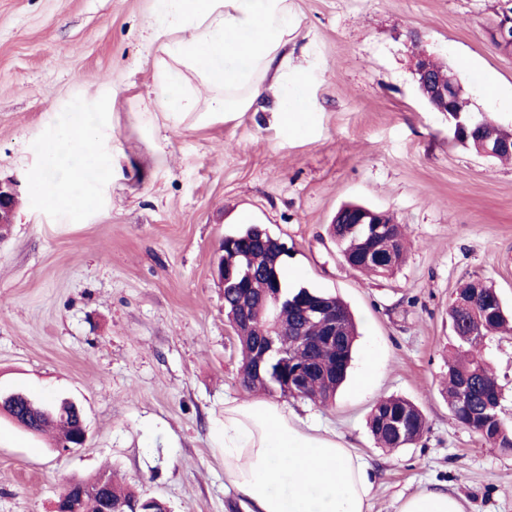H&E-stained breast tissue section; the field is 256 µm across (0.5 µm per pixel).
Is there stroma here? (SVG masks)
Returning a JSON list of instances; mask_svg holds the SVG:
<instances>
[{
  "instance_id": "1",
  "label": "stroma",
  "mask_w": 512,
  "mask_h": 512,
  "mask_svg": "<svg viewBox=\"0 0 512 512\" xmlns=\"http://www.w3.org/2000/svg\"><path fill=\"white\" fill-rule=\"evenodd\" d=\"M504 0H294L291 66L307 111L283 127L266 91L251 111L178 128L161 111L146 45L155 0H0V179L19 205L0 236V389L75 401L88 438L62 454L0 416V512H53L67 482L116 473L170 512H246L224 485L225 401L250 400L213 267L224 236L259 222L288 243L291 285L338 295L358 323L328 406L286 409L336 432L375 474L372 512L443 487L468 512H512V453L457 423L442 394L448 308L473 279L512 309V160L452 141L421 98L417 54L447 63L472 108L512 128V53L489 30ZM83 102L112 166L83 211L31 188L40 145ZM358 202L406 229L392 275L347 266L331 236ZM483 357L512 425V335ZM415 402L427 427L378 447L376 400Z\"/></svg>"
}]
</instances>
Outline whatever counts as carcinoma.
I'll use <instances>...</instances> for the list:
<instances>
[{
  "mask_svg": "<svg viewBox=\"0 0 512 512\" xmlns=\"http://www.w3.org/2000/svg\"><path fill=\"white\" fill-rule=\"evenodd\" d=\"M252 226H247L235 233L242 239L243 251L248 252L254 261L261 263L264 255L258 244L249 238ZM333 232L340 252L352 267L366 272L385 276L399 266L403 259V230L395 224L391 227L389 241L382 244L381 250H392L395 262L382 268L367 260V254L374 250L377 243L367 237L366 230L355 229L351 224H335ZM282 286V298L285 301L280 310V319L288 326L305 329L307 336H319L317 326H306L300 305L329 299L336 307V316L343 322L342 335L336 340H319L306 344L305 349H286V354L271 358V373L260 378L254 371L252 353L265 343L264 333L269 327L266 310L262 302L265 282L255 279L251 287L224 289V306L227 313L236 311L237 299L245 292L249 293L252 303L248 310L249 323L239 322L237 340L242 352L240 379L243 386L256 393H277L286 398L284 385L288 375L297 367L313 366L318 373L310 377L307 386L299 397L326 404L335 398L336 391L344 382L351 362L353 345L357 336L356 323L347 305L338 297L306 287H290L279 270ZM478 291L476 305L469 308H454L449 317L458 323L453 332L459 347L466 348V357L448 358V381L445 393L448 408L453 418L462 426L478 434L503 452H512V427L501 416L502 388L490 365L477 355L478 348L485 339L495 332L506 328L512 321V312L501 305L496 290L481 281L467 283L461 290L466 294ZM39 411L32 412L25 406H3V411L15 422L24 423L27 430L43 435L48 426L55 425L58 431V447H66L76 443L79 431L77 414L63 405V401L49 402L30 398ZM402 417L406 421V431L399 435L391 430L388 420ZM425 418L416 404L408 399L390 396L381 398L373 405L368 427L374 439L386 448H403L414 444L425 430ZM104 484L112 499V507L117 512H134L135 507L147 508L146 499L139 497L133 490L122 488L112 481V476L102 473L84 483L88 490L86 512H98L97 498L93 496L99 484Z\"/></svg>",
  "mask_w": 512,
  "mask_h": 512,
  "instance_id": "carcinoma-1",
  "label": "carcinoma"
}]
</instances>
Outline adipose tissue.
I'll list each match as a JSON object with an SVG mask.
<instances>
[{"instance_id": "ef3b65f1", "label": "adipose tissue", "mask_w": 512, "mask_h": 512, "mask_svg": "<svg viewBox=\"0 0 512 512\" xmlns=\"http://www.w3.org/2000/svg\"><path fill=\"white\" fill-rule=\"evenodd\" d=\"M148 39L156 49L158 101L173 117L250 111L271 87L281 124L293 119L307 73L289 70L302 20L293 0H157ZM207 96H200V89ZM37 192L78 210L104 163L96 128L64 125L42 149ZM224 480L250 512H371L370 464L341 438L270 400L224 404ZM395 512H467L463 496L424 488L399 498Z\"/></svg>"}]
</instances>
